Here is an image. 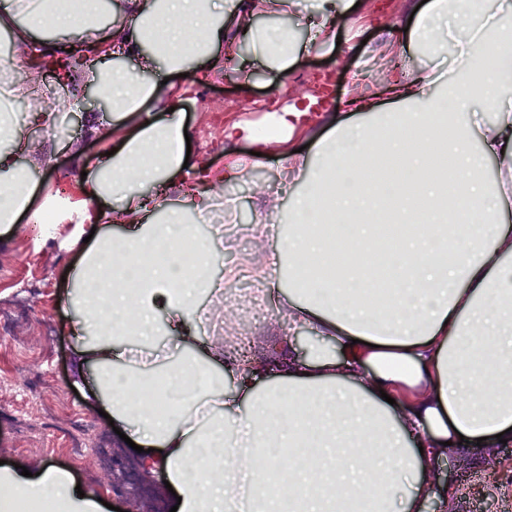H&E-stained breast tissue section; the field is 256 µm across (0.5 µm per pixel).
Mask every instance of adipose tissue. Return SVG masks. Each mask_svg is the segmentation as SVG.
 <instances>
[{
    "instance_id": "ef3b65f1",
    "label": "adipose tissue",
    "mask_w": 512,
    "mask_h": 512,
    "mask_svg": "<svg viewBox=\"0 0 512 512\" xmlns=\"http://www.w3.org/2000/svg\"><path fill=\"white\" fill-rule=\"evenodd\" d=\"M282 0H119L121 24L101 33L91 0H0V29L16 40L0 51V72L23 54L52 55L32 30L50 26L70 48L95 61L77 75L79 86L101 87L112 126L135 127L99 154L77 182L78 201L59 210L89 235L69 303L70 322L86 340L76 353L75 386L89 384L116 426L136 445L149 472L164 471L180 497L177 512H415L416 487L444 442L512 436V220L502 185H488L480 170L492 156L512 178V0H462L463 20L447 27L443 0H427L393 48L397 59L418 43L432 51L466 44L458 73L466 87L454 111L420 69L395 79L387 104L350 99L347 117L330 122L315 145L316 163L284 152L285 164L306 168L302 193L290 203V227L275 244L272 266L291 288L281 308L317 336L307 358L288 341L275 346L276 371L265 383L263 363L243 350L201 336L198 298L224 288L213 262L221 245L201 238L182 220L149 223L170 193L187 209L209 208L215 187L241 175L239 163L214 173L186 163L185 125L179 112L157 118L156 101L179 98L173 82L151 78L155 66L179 74L200 66L203 77L249 78L263 72L279 85L309 49L334 37L357 0H316L302 15L306 40L278 28H258L257 4ZM133 61L120 71L108 56ZM482 101L496 116L473 120ZM441 132L440 150L452 170L438 168L425 144ZM28 141L0 147V224L29 213L39 223L30 174L18 159L32 155ZM118 194L112 223L101 229L95 199ZM392 196L399 223L435 212L448 198L481 215L477 224L440 221L405 232L393 249L381 244L380 225L366 222L372 200ZM197 261L184 278L186 241ZM166 261L147 263L159 247ZM351 266L332 280L315 275L336 249ZM387 267L391 291L368 289L377 267ZM96 370L88 382V370ZM164 380L160 414L138 387ZM410 413L398 414L397 400ZM70 473L40 465L39 473L0 474V489L54 497L64 512H104L78 496Z\"/></svg>"
}]
</instances>
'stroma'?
<instances>
[{
    "mask_svg": "<svg viewBox=\"0 0 512 512\" xmlns=\"http://www.w3.org/2000/svg\"><path fill=\"white\" fill-rule=\"evenodd\" d=\"M361 2L360 11L341 26L340 42L318 45L303 56L282 86H269L261 73L242 85L232 78L214 77L205 84L190 86L176 105L162 102L157 106L161 113L172 107L181 112L191 129L192 156L215 171L223 170L233 155H245L252 149L247 142L225 144V125L249 124L258 137L268 141L257 164L244 167L239 179L225 186L206 214L185 215L186 223L196 229L221 234L224 250L218 260L222 268L234 269L235 287L257 297L260 314L252 318L249 333L253 353L260 360L265 359L272 344L290 337L297 323L281 312L276 298L267 297L243 255L248 251L267 254L273 245L274 225L289 221L288 201L299 187L300 172L283 166V148L315 144L321 135L320 126L314 125L294 135L287 146H280L274 141L276 133L268 125V116L293 103L318 104L323 114H340L356 93L384 100V91L394 75L391 44L412 0ZM45 107L56 110L55 127L47 131L28 125V113ZM92 114L101 119L95 132L85 122ZM12 134L22 138L39 136L44 151L54 157L52 165L41 164L31 171L40 200L58 199L65 177L79 175L81 158L94 156L116 138L103 103L85 94L72 96L50 78L35 96L15 102ZM255 179L265 185L267 204L258 203L250 190ZM272 201L277 204L273 211L268 208ZM83 253L84 244L75 224H58L47 233L34 231L23 221L0 226V264L6 266L0 271V310L14 318L19 342L39 350L37 358L29 361L33 376L23 389L38 400L52 386L67 391L69 407L90 421V452L83 464L73 463L60 450L39 457L19 449L15 404L0 396V461H5L10 471L18 465L31 470L45 462L68 469L88 495L119 507L121 512H139L143 507L148 512H167L166 492H158L142 507L133 502L134 485L125 484L116 492L112 478L99 481L93 476L100 464L98 448L123 456L129 449L99 414L94 400L71 392L77 341L69 331V322L76 309L63 295L67 281L73 280L82 265ZM491 457L499 462L493 471L485 464ZM433 466L440 470L441 479L421 488L417 499L420 512H512V442L491 448L455 445L446 449Z\"/></svg>",
    "mask_w": 512,
    "mask_h": 512,
    "instance_id": "35a3bbf8",
    "label": "stroma"
}]
</instances>
